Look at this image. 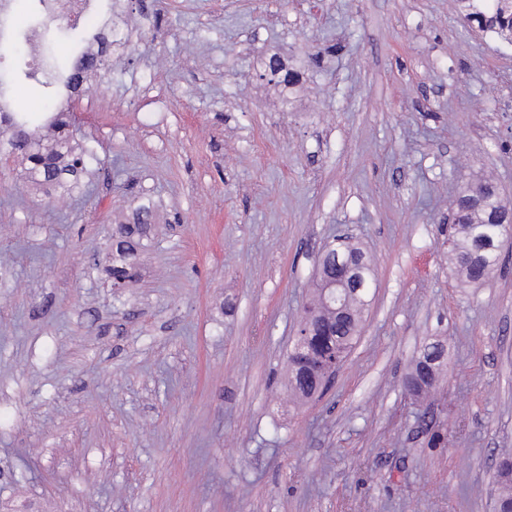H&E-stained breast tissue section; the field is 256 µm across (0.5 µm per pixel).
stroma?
Wrapping results in <instances>:
<instances>
[{"mask_svg": "<svg viewBox=\"0 0 512 512\" xmlns=\"http://www.w3.org/2000/svg\"><path fill=\"white\" fill-rule=\"evenodd\" d=\"M114 36L68 104L95 150L79 188L0 165V504L493 512L512 241L464 287L445 219L473 181L512 198V44L457 0H123ZM50 93L22 76L6 102L38 117ZM133 198L149 243L116 288L99 259ZM345 233L375 295L331 386L294 405L288 352ZM434 340L442 380L411 402ZM446 348L441 341L426 344L420 350L414 365L404 381V388L415 400L426 396L435 386L442 371Z\"/></svg>", "mask_w": 512, "mask_h": 512, "instance_id": "35a3bbf8", "label": "stroma"}]
</instances>
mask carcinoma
Instances as JSON below:
<instances>
[{"label": "carcinoma", "instance_id": "obj_1", "mask_svg": "<svg viewBox=\"0 0 512 512\" xmlns=\"http://www.w3.org/2000/svg\"><path fill=\"white\" fill-rule=\"evenodd\" d=\"M464 18L481 32H492L512 43V0H460ZM106 65L103 56L87 58L80 54L68 64L50 63V82L72 88L73 82L89 71ZM46 132L31 129L27 118L16 112L0 113V154L21 160L30 179L61 193L76 189L86 171V160L93 150L76 145V127L70 113L54 111V103L46 105ZM458 223L448 229V259L466 286L482 284L499 267L503 239L499 225L505 216L497 186L483 184L479 191L467 190L456 199ZM149 208H136L131 224H119L112 233L106 271L112 283L121 287L137 274V257L148 237ZM354 253L343 243L332 244L322 252L319 262L326 279L336 280L347 256ZM350 309L355 317L337 315L325 308L321 284L304 308L300 327L304 347L288 353L286 388L299 402H307L323 394L327 385L320 375L324 365L342 362L358 339L361 313L365 303L350 296ZM446 348L440 341L422 347L404 381V388L414 399L426 396L442 371ZM499 493L496 512H512V453H504L496 466Z\"/></svg>", "mask_w": 512, "mask_h": 512}]
</instances>
